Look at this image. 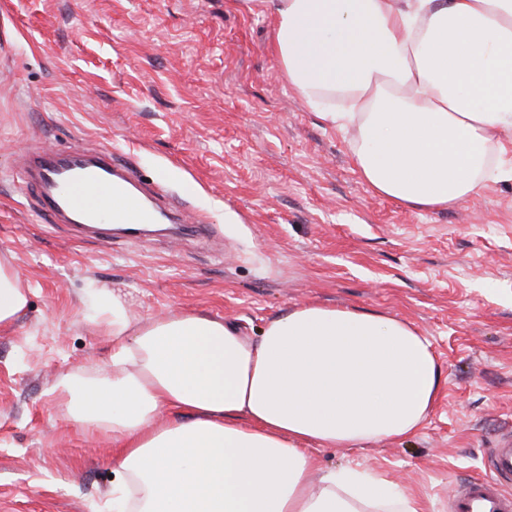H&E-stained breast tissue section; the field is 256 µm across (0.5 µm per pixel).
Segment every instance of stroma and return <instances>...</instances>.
<instances>
[{"label":"stroma","instance_id":"1","mask_svg":"<svg viewBox=\"0 0 512 512\" xmlns=\"http://www.w3.org/2000/svg\"><path fill=\"white\" fill-rule=\"evenodd\" d=\"M273 37L261 0H0V255L32 287L0 328V512H102L110 442L85 436L55 386L107 367L92 317L112 290L135 319L194 311L253 338L307 303L414 325L443 382L421 431L314 456L408 488L427 512H448L512 433V136L505 175L466 202L405 207L363 182L352 132L288 84ZM75 148L112 154L195 223H52L24 160Z\"/></svg>","mask_w":512,"mask_h":512}]
</instances>
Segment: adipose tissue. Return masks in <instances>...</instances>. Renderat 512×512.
<instances>
[{
  "label": "adipose tissue",
  "instance_id": "ef3b65f1",
  "mask_svg": "<svg viewBox=\"0 0 512 512\" xmlns=\"http://www.w3.org/2000/svg\"><path fill=\"white\" fill-rule=\"evenodd\" d=\"M267 2L289 84L313 107L347 100L325 118L354 129L375 194L445 210L480 190L512 130V0ZM28 295L0 256L1 327ZM95 323L110 367L56 391L84 429L110 435L112 512H424L407 489L319 471L313 455L417 434L442 372L407 321L309 303L253 339L196 312L138 321L108 292Z\"/></svg>",
  "mask_w": 512,
  "mask_h": 512
}]
</instances>
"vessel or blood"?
<instances>
[{
	"instance_id": "obj_1",
	"label": "vessel or blood",
	"mask_w": 512,
	"mask_h": 512,
	"mask_svg": "<svg viewBox=\"0 0 512 512\" xmlns=\"http://www.w3.org/2000/svg\"><path fill=\"white\" fill-rule=\"evenodd\" d=\"M28 171L40 183L57 181L55 189H46L43 209L53 215L67 213L90 223L149 224L153 212L132 193L127 181L112 172V157L104 153L92 157L87 166L73 167L60 175L50 157L30 159ZM512 482V435H505L488 460L482 477L459 487L449 504V512H512V497L503 493Z\"/></svg>"
}]
</instances>
